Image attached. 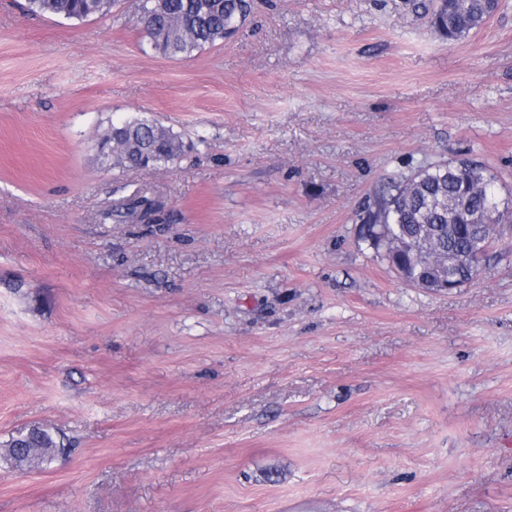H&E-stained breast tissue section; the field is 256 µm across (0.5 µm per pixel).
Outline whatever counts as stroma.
Masks as SVG:
<instances>
[{
  "label": "stroma",
  "mask_w": 512,
  "mask_h": 512,
  "mask_svg": "<svg viewBox=\"0 0 512 512\" xmlns=\"http://www.w3.org/2000/svg\"><path fill=\"white\" fill-rule=\"evenodd\" d=\"M0 0V512H512V223L473 284L358 243L380 181L457 156L512 191V0L451 42L404 0H254L153 50L140 0ZM194 142L102 165L113 121ZM140 190L165 225L111 216ZM29 9L67 19L85 20L108 12L114 0H28ZM27 435V436H26ZM19 437H23L25 439H21ZM20 443L25 445L26 447H40V448H61L60 442L57 441V438L54 432L51 429L35 426L31 428L29 431L25 433L23 430L19 435L12 436L10 440L6 442V444L1 445L2 448H13L15 443ZM6 449L5 456L2 459L9 462L12 461L16 466H18V461L16 457Z\"/></svg>",
  "instance_id": "obj_1"
}]
</instances>
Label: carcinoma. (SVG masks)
Wrapping results in <instances>:
<instances>
[{
    "label": "carcinoma",
    "mask_w": 512,
    "mask_h": 512,
    "mask_svg": "<svg viewBox=\"0 0 512 512\" xmlns=\"http://www.w3.org/2000/svg\"><path fill=\"white\" fill-rule=\"evenodd\" d=\"M114 0H28L29 9L67 19L85 20L108 12ZM415 14L429 18L442 37L456 41L479 28L501 0H405ZM249 0H141L138 25L153 49L171 57L194 52L233 38L250 14ZM102 162L122 170L158 167L180 158L191 148L182 136L146 118L113 123L101 134ZM497 178L469 159L429 163L408 175L380 183L356 212L358 240L374 256L388 262L405 282L416 286L430 268L415 257L413 245L430 237L451 253L448 282L461 286L479 276V268L498 240V227L512 223V211L496 213L486 201ZM111 215L143 224H162L161 206L135 194L115 204ZM58 448L54 432L35 426L11 437L4 447Z\"/></svg>",
    "instance_id": "carcinoma-1"
}]
</instances>
